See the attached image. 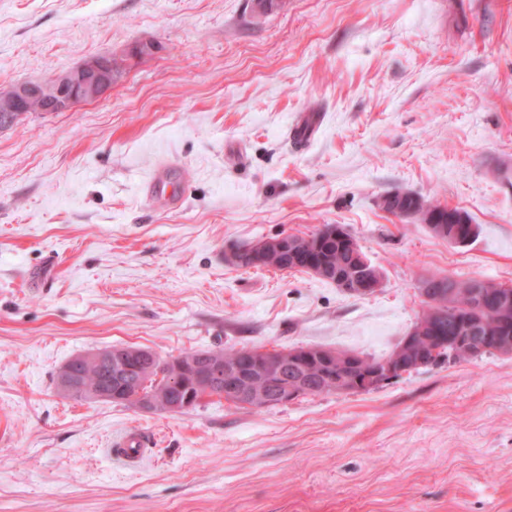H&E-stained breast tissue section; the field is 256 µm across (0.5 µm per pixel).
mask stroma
<instances>
[{
  "instance_id": "1",
  "label": "stroma",
  "mask_w": 512,
  "mask_h": 512,
  "mask_svg": "<svg viewBox=\"0 0 512 512\" xmlns=\"http://www.w3.org/2000/svg\"><path fill=\"white\" fill-rule=\"evenodd\" d=\"M150 41L103 98L0 130V512H512V356L262 410L53 381L112 345L383 358L429 274L512 281V0H0V87ZM162 166L178 207L144 189ZM405 191L475 240L381 207ZM324 224L382 269L374 295L224 263ZM129 430L134 466L109 453ZM396 194V206L409 215L406 218H416L420 220L422 223L428 226L429 230L435 237L445 239L451 243L459 245H466L470 242H453L452 238L454 236H450L448 232L444 233L443 235H439L430 225L432 224V219L435 216H438L440 222L437 224L443 223L447 227L449 226L450 231L454 228L456 232L462 237V240H464L467 235L466 225H464L466 223L465 221H461V224H459V219L464 217L468 223L471 222V218L466 211L457 207H448L447 205H443L438 200H433L429 197H425L423 195L415 194L412 192H398ZM395 210L405 217V212H401L397 208H395Z\"/></svg>"
}]
</instances>
